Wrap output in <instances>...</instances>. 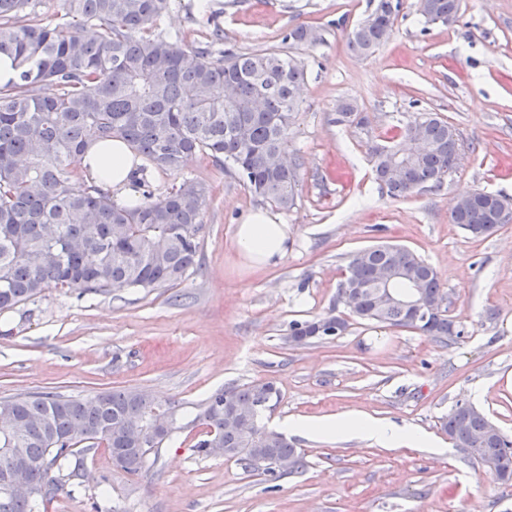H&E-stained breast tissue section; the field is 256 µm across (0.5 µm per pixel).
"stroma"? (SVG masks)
<instances>
[{
  "mask_svg": "<svg viewBox=\"0 0 512 512\" xmlns=\"http://www.w3.org/2000/svg\"><path fill=\"white\" fill-rule=\"evenodd\" d=\"M369 0H171L158 21L170 37L213 51H291L306 70L284 140L299 165L292 235L276 265L253 269L231 248L233 227L262 208L235 172L196 157L153 175L157 191L185 178L209 197L197 266L167 288L106 294L46 290L0 312V398L30 392L89 397L146 391L174 408L178 431L150 454L142 476L116 469L105 448L86 476L46 512H512V487L453 448L441 420L459 403L512 435V223L474 237L450 223L455 198L484 189L512 197V0H461L456 20L426 26L417 0H403L394 36L370 57L351 52L343 31ZM315 29L316 45L284 43ZM354 102L368 124H336V104ZM430 110L462 136L460 164L441 187L405 199L375 181L369 141L390 138ZM402 244L438 273L460 338L439 343L407 327L349 318L337 301L353 252ZM347 319L338 336L294 346L296 321ZM274 382L279 401L264 423L362 414L420 431L430 448L293 436L301 473L270 481L221 457L199 455L194 421L216 389Z\"/></svg>",
  "mask_w": 512,
  "mask_h": 512,
  "instance_id": "stroma-1",
  "label": "stroma"
}]
</instances>
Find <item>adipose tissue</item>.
I'll return each instance as SVG.
<instances>
[{"label": "adipose tissue", "instance_id": "adipose-tissue-1", "mask_svg": "<svg viewBox=\"0 0 512 512\" xmlns=\"http://www.w3.org/2000/svg\"><path fill=\"white\" fill-rule=\"evenodd\" d=\"M138 159L120 140L104 143L91 140L82 160L86 174L97 184L109 188L121 205L138 203L140 196L132 187L131 173ZM233 243L237 255L254 268L279 262L288 253V227L277 215L255 210L236 224ZM288 432L319 438H361L381 445L408 441L431 447V440L423 435L399 430L384 420L349 414L336 417L297 418L286 422Z\"/></svg>", "mask_w": 512, "mask_h": 512}]
</instances>
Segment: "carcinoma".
<instances>
[{"mask_svg":"<svg viewBox=\"0 0 512 512\" xmlns=\"http://www.w3.org/2000/svg\"><path fill=\"white\" fill-rule=\"evenodd\" d=\"M364 20L344 30L348 47L369 57L394 33L402 0H370ZM170 0H60L64 22L49 24L36 0H0V54L14 59L18 78L0 86V310L24 304L49 288L80 294L113 288H165L195 266L209 187L185 180L140 205L116 203L109 190L79 173L87 136L120 139L135 156L139 183L152 172H174L198 155L231 166L248 189L281 209L294 206L299 183L282 141L299 110L305 68L294 56L266 50L215 54L157 31ZM460 0H418L427 24L457 17ZM93 30L87 36V30ZM311 29L288 32L289 45L313 42ZM336 122L365 125L357 106L341 102ZM459 131L438 113L419 112L387 144L369 146L376 181L388 196L406 198L438 186L456 169ZM512 211V199L476 190L452 202L449 220L469 234L489 236ZM389 270L417 286L437 307L427 322L400 303H381L377 274ZM340 288L352 291L349 314L358 320L409 327L440 342L461 336L431 265L413 250L380 244L351 255ZM252 409L278 395L270 381L230 386L211 394L194 421L207 428L198 453L210 455L212 433L231 455L288 458L290 473L304 454L288 437L257 424L259 438L240 441L224 425V396ZM150 397L114 389L86 398L30 393L0 400V419L22 432L0 435V448H22L35 465L28 480L38 500L0 491V512H40L45 502L80 483L86 458L108 449L130 476L145 470L146 451L132 434L149 427ZM456 448L503 486H512V437L470 404L456 405L441 422Z\"/></svg>","mask_w":512,"mask_h":512,"instance_id":"carcinoma-1","label":"carcinoma"}]
</instances>
